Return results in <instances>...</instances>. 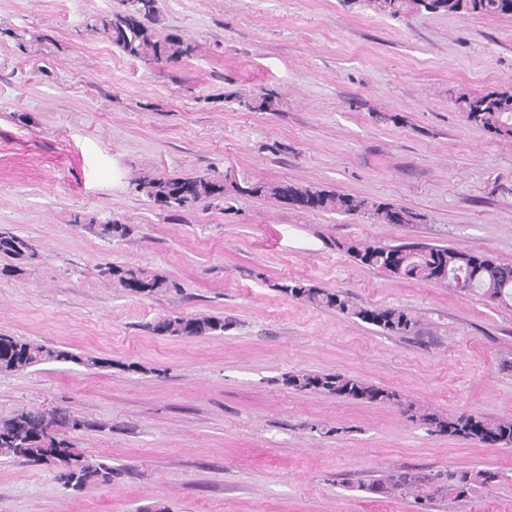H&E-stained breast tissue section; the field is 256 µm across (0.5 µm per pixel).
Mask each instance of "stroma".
Listing matches in <instances>:
<instances>
[{
  "mask_svg": "<svg viewBox=\"0 0 512 512\" xmlns=\"http://www.w3.org/2000/svg\"><path fill=\"white\" fill-rule=\"evenodd\" d=\"M119 0H0V333L100 358L0 373V419L30 408L84 420L65 437L112 469L63 488L46 466L0 461V512H416L366 483L403 468L494 469L497 484L429 512H512V446L428 431L409 406L512 420V302L358 265L352 240L483 252L512 265V139L462 116L512 92V17L363 0H158L150 24L194 51L130 59L94 16ZM278 96L273 112L229 99ZM142 175H205L223 202L179 215L131 190ZM299 183L389 202L413 224L304 211L266 195ZM129 225L117 241L87 219ZM178 281L150 297L103 263ZM296 280L420 319L399 335L281 292ZM167 315L223 318L176 338ZM300 371L387 389L366 404L286 385ZM0 253L30 259L37 255L35 246L28 239L9 231H0Z\"/></svg>",
  "mask_w": 512,
  "mask_h": 512,
  "instance_id": "obj_1",
  "label": "stroma"
}]
</instances>
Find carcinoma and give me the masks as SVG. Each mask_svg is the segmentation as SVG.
Returning a JSON list of instances; mask_svg holds the SVG:
<instances>
[{"label": "carcinoma", "instance_id": "carcinoma-1", "mask_svg": "<svg viewBox=\"0 0 512 512\" xmlns=\"http://www.w3.org/2000/svg\"><path fill=\"white\" fill-rule=\"evenodd\" d=\"M157 0H121V8L94 20L92 28L101 30L126 56L145 63H175L188 57L194 46L179 34L158 38L147 25L156 13ZM373 11L399 18L413 9L433 13L480 16L512 15V0H365ZM464 117L470 124L488 133L512 138V92L491 91L464 101ZM134 190L173 212H189L207 203L224 199V183L207 176L149 177L133 180ZM270 195L294 208L314 212L342 214L367 213L379 224H412L419 215L388 202L369 201L348 193L311 188L285 182L270 188ZM130 233L126 224L108 222L98 225V234L124 239ZM356 263L382 269L392 276L478 291L491 300L512 301V265L502 264L485 253L454 247L419 243L380 246L361 241L345 244ZM0 253L15 257H36L35 246L26 238L0 231ZM100 277L140 295L181 291L175 281L150 274L141 268L110 263L99 268ZM286 294L299 297L320 308L373 325L386 333L409 334L418 325L412 313L402 309L355 305L348 296L287 281L277 285ZM226 322L219 317L166 316L152 326L156 334L173 337L222 336ZM46 362L72 363L85 368L100 365L98 358L75 353L68 348L47 347L20 337L0 334V373H22ZM288 386L299 391H316L349 398L367 404L384 403L393 395L358 379L330 373L299 372L288 375ZM432 431L488 446L512 445V420H490L462 413L442 416L408 408ZM36 465L51 466L55 479L65 488L81 489L98 481L107 482L112 468L92 463L74 451L57 433L48 431L44 418L36 410L20 411L0 420V457ZM497 470H452L423 473L413 468L391 472L366 486V490L402 499H411L424 509L437 497L463 500L477 489L496 484Z\"/></svg>", "mask_w": 512, "mask_h": 512}]
</instances>
